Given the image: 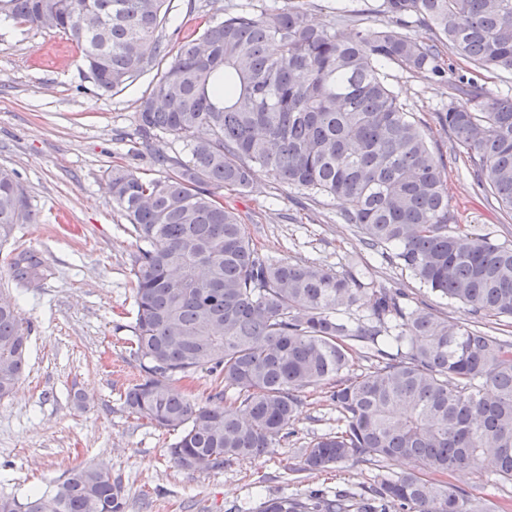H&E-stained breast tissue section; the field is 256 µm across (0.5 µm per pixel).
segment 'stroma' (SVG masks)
I'll return each mask as SVG.
<instances>
[{
	"mask_svg": "<svg viewBox=\"0 0 512 512\" xmlns=\"http://www.w3.org/2000/svg\"><path fill=\"white\" fill-rule=\"evenodd\" d=\"M285 0H171L159 34L169 51L177 37L199 33L207 21L239 9L254 13ZM380 0H307L311 20L345 32L390 25ZM81 48L61 33L29 29L0 15V167L13 170L34 220L19 225L0 246V287L11 289L31 328L28 366L14 392L0 400V494L26 498L51 488L75 466L103 463L117 478L126 512H258L280 495L309 489L359 490L373 469L354 460L329 473L301 472L302 450L335 430L338 415L323 393H308L272 453L198 473L175 467L166 449L173 436L128 414L123 394L140 376L130 353L136 251L133 228L107 188L114 162L140 177H159L155 156H181L171 135L143 140L137 112L160 76L153 68L125 89L98 96L81 66ZM383 72L413 112L440 164L456 223L470 233L512 240V217L470 173L467 152L441 121L448 88L428 73L388 63ZM225 205L242 217L253 241L273 255L342 270L350 259L369 262L378 285L405 292L413 306H428L455 320L463 305L448 304L420 288L408 271L372 255L341 206L308 196L255 170L238 193L220 189ZM27 251L43 265L38 287H17L10 268Z\"/></svg>",
	"mask_w": 512,
	"mask_h": 512,
	"instance_id": "35a3bbf8",
	"label": "stroma"
}]
</instances>
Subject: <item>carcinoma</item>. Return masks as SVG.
I'll return each instance as SVG.
<instances>
[{"mask_svg":"<svg viewBox=\"0 0 512 512\" xmlns=\"http://www.w3.org/2000/svg\"><path fill=\"white\" fill-rule=\"evenodd\" d=\"M168 0H0V15L63 33L83 51L97 94L124 89L168 56L158 37ZM394 26L351 34L310 21L304 0L255 14L228 12L179 45L150 94L138 129L170 134L190 156H157L159 178L112 165L108 189L139 242L131 354L140 376L125 405L177 433L168 448L185 470L218 471L261 456L287 437L309 388L330 387L343 427L304 449L303 471L353 457L416 468L374 476L360 493L312 489L276 497L260 512H509L451 481L484 471L512 481V340L482 327L512 317V244L449 224L439 164L382 66L424 71L446 85L440 46L474 75L455 87L444 122L472 172L512 214V97L476 73L512 71V0H382ZM425 36L403 31L408 20ZM342 202V220L420 286L467 307L463 322L412 308L400 290L375 287L367 266L338 272L256 247L219 188L245 191L255 168ZM31 211L14 172L0 168V245ZM13 276L37 287L23 252ZM370 307L352 320L341 308ZM30 328L0 290V399L26 361ZM374 363L351 375L354 347ZM211 377L206 401L191 385ZM125 512L103 463L77 466L53 489L0 512Z\"/></svg>","mask_w":512,"mask_h":512,"instance_id":"obj_1","label":"carcinoma"}]
</instances>
